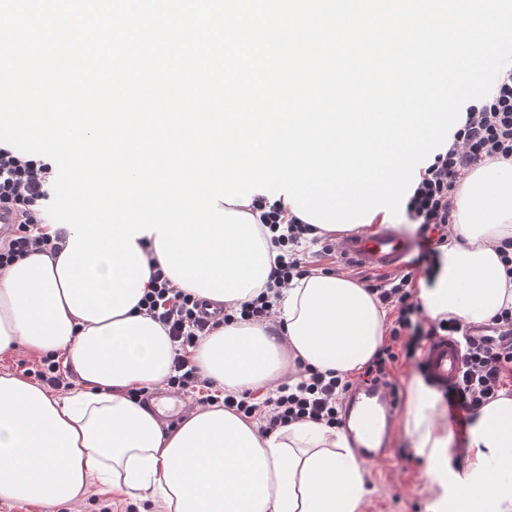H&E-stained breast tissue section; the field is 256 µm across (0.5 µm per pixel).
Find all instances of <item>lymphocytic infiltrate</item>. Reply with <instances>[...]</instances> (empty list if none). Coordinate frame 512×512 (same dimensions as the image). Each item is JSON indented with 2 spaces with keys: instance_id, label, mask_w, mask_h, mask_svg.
Wrapping results in <instances>:
<instances>
[{
  "instance_id": "f902f5d3",
  "label": "lymphocytic infiltrate",
  "mask_w": 512,
  "mask_h": 512,
  "mask_svg": "<svg viewBox=\"0 0 512 512\" xmlns=\"http://www.w3.org/2000/svg\"><path fill=\"white\" fill-rule=\"evenodd\" d=\"M491 156L512 159L511 64L501 69L486 97L462 106L449 144L442 146L431 164L420 169L419 179L409 191L405 214L410 223L417 225L420 239V251L411 261L413 269L431 260L434 242H446L452 222L453 191L461 176ZM49 174L48 165L0 147V220L15 226L6 247L0 248V269L32 252L51 248L49 237L38 230L45 221L40 203L49 197ZM259 220L276 232V241L284 253L275 261L265 292L239 307L209 309L207 303L176 288L159 266H152L139 305L178 346L167 384L196 396L198 404H221L248 418L259 416V431L263 434L300 419L329 427L339 425L343 401L353 387L348 377L331 370L308 369L293 387L283 384L261 396L249 390L231 394L204 377L186 354L187 347L221 325L271 319L273 293L301 275L306 259L293 247L310 233V225L286 217L284 208L276 204ZM366 289L395 314L389 328V344L379 347L365 366L367 383L388 381L398 361L414 360L418 350L433 337H457L464 349V367L460 379L449 384L444 398L449 420L462 429L512 380L511 307L489 319L490 334L474 336L470 324L456 317L425 320L411 273L393 279L367 277Z\"/></svg>"
}]
</instances>
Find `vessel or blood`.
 <instances>
[{"mask_svg": "<svg viewBox=\"0 0 512 512\" xmlns=\"http://www.w3.org/2000/svg\"><path fill=\"white\" fill-rule=\"evenodd\" d=\"M337 248L345 262L369 271L396 269L404 264L411 250L399 231L387 226L349 236L339 241ZM422 364L431 380L444 388L461 374L463 351L453 337L438 336L425 347ZM396 408L390 388L381 384L358 387L348 397L345 421L350 424L353 439L366 460L385 456V448L372 445L371 440L384 421L393 419Z\"/></svg>", "mask_w": 512, "mask_h": 512, "instance_id": "1", "label": "vessel or blood"}]
</instances>
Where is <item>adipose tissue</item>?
Masks as SVG:
<instances>
[{
	"label": "adipose tissue",
	"mask_w": 512,
	"mask_h": 512,
	"mask_svg": "<svg viewBox=\"0 0 512 512\" xmlns=\"http://www.w3.org/2000/svg\"><path fill=\"white\" fill-rule=\"evenodd\" d=\"M453 227L421 299L430 317L481 323L512 305L499 248L512 239V161L487 158L454 191ZM57 258L33 253L0 271V354H51L80 379L54 397L0 373V500L46 507L79 502L92 484L166 512H358L363 463L346 433L308 420L260 434L253 419L218 405L178 427L129 396L162 384L174 354L163 327L139 307L95 323L70 310ZM284 327L238 321L189 356L232 392L271 387L303 364L353 374L381 346L388 310L358 283L314 271L292 279L275 306ZM438 397L407 388L406 432L428 462L432 512H512V391H499L468 428L455 471Z\"/></svg>",
	"instance_id": "1"
}]
</instances>
